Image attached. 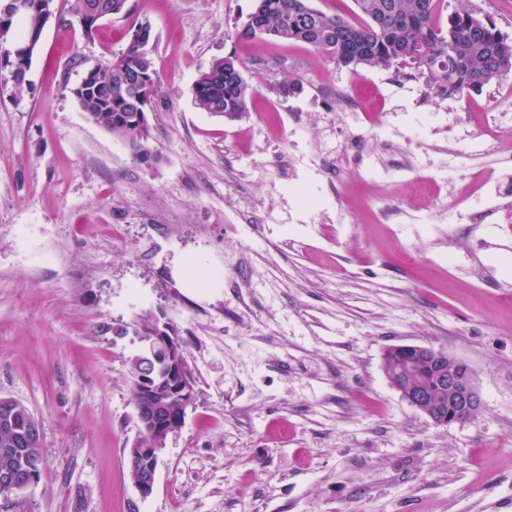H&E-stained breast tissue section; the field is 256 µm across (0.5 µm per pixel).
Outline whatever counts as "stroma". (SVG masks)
I'll list each match as a JSON object with an SVG mask.
<instances>
[{"label":"stroma","mask_w":512,"mask_h":512,"mask_svg":"<svg viewBox=\"0 0 512 512\" xmlns=\"http://www.w3.org/2000/svg\"><path fill=\"white\" fill-rule=\"evenodd\" d=\"M93 37L44 30L22 88L0 80V397L40 421L43 461L0 512H512V210L480 194L395 224L380 198L430 197L474 168L512 184L494 151L431 152L452 112L512 116V72L452 98L410 66L350 70L295 41L239 36L253 0H128ZM512 39V0H441ZM149 25L159 79L152 163L88 120L85 71ZM252 88L230 120L197 108L213 60ZM300 80L282 96L279 84ZM374 88L366 127L342 97ZM365 144L372 168L349 156ZM415 168L386 182L387 146ZM340 195H333L332 186ZM195 259L219 284L190 288ZM167 323L196 401L148 497L127 470L138 437L129 359L140 323ZM427 345L475 372L482 410L435 425L393 388L383 353Z\"/></svg>","instance_id":"35a3bbf8"}]
</instances>
